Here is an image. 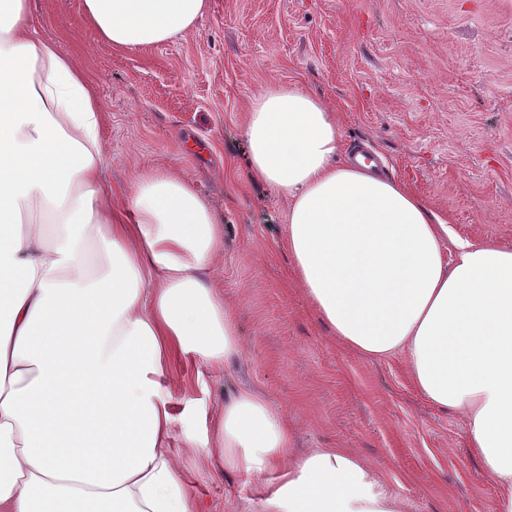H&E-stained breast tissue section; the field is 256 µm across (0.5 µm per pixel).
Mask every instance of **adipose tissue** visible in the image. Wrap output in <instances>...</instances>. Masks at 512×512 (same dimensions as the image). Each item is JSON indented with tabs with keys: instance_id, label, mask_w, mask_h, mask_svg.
<instances>
[{
	"instance_id": "ef3b65f1",
	"label": "adipose tissue",
	"mask_w": 512,
	"mask_h": 512,
	"mask_svg": "<svg viewBox=\"0 0 512 512\" xmlns=\"http://www.w3.org/2000/svg\"><path fill=\"white\" fill-rule=\"evenodd\" d=\"M209 0H82L116 48L193 28ZM30 0H0V512H205L169 452L168 379L241 348L207 271L224 217L192 184L140 171L123 211L103 177L90 77L37 35ZM248 177L288 201L285 247L316 314L370 359L406 353L418 391L464 414L468 446L512 512V250L459 239L410 186L350 164L333 112L301 84L255 94ZM191 448L269 476L261 512H399L345 448L288 453L287 422L250 390Z\"/></svg>"
}]
</instances>
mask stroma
Returning <instances> with one entry per match:
<instances>
[{"mask_svg":"<svg viewBox=\"0 0 512 512\" xmlns=\"http://www.w3.org/2000/svg\"><path fill=\"white\" fill-rule=\"evenodd\" d=\"M191 31L128 51L102 41L80 0H32L102 100L104 178L161 169L224 215L208 276L238 310L242 348L224 370L185 363L170 382L169 451L207 512H259L267 483L210 470L184 434L185 401L216 415L253 389L288 422L293 454L354 451L401 512H497L500 487L467 446L462 415L415 388L404 354L372 360L323 326L284 249L288 202L247 178L255 93L301 82L344 148L366 141L455 237L512 248V0H210Z\"/></svg>","mask_w":512,"mask_h":512,"instance_id":"35a3bbf8","label":"stroma"}]
</instances>
